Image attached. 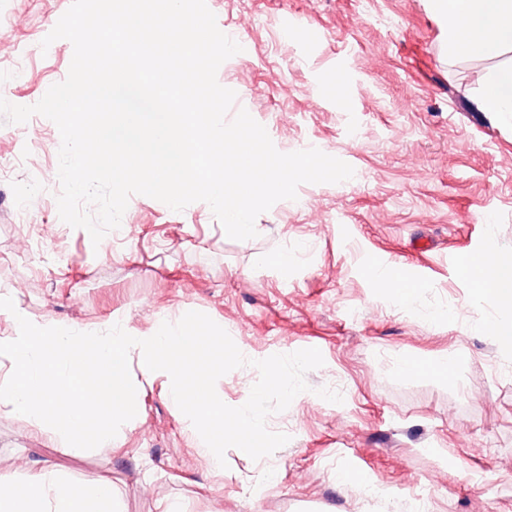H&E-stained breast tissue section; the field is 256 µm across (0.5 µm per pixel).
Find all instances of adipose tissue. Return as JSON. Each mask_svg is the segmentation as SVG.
<instances>
[{
  "label": "adipose tissue",
  "mask_w": 512,
  "mask_h": 512,
  "mask_svg": "<svg viewBox=\"0 0 512 512\" xmlns=\"http://www.w3.org/2000/svg\"><path fill=\"white\" fill-rule=\"evenodd\" d=\"M446 24L449 49L492 60L512 49V0H427ZM487 111L512 122V65L491 72L485 84ZM483 289L497 301L512 302V261L484 257L474 267ZM0 512H118L108 481L75 487L49 467L0 473Z\"/></svg>",
  "instance_id": "adipose-tissue-1"
}]
</instances>
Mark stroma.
I'll use <instances>...</instances> for the list:
<instances>
[{
  "instance_id": "35a3bbf8",
  "label": "stroma",
  "mask_w": 512,
  "mask_h": 512,
  "mask_svg": "<svg viewBox=\"0 0 512 512\" xmlns=\"http://www.w3.org/2000/svg\"><path fill=\"white\" fill-rule=\"evenodd\" d=\"M244 53L217 71L276 149L320 145L354 175L301 184L296 200L260 214L258 235L227 237L209 205L163 211L133 195L124 238L64 223L56 125L35 124L38 148L0 116V294L48 324L120 320L141 334L189 311L207 314L252 360L319 349L308 391L267 419L289 434L272 455L225 453L215 476L168 400L163 378L136 380L138 420L121 450L76 453L26 416L0 407V472L40 461L74 484L111 482L123 512H512V359L488 330L497 314L469 265L512 258V125L485 111L494 62L450 53L426 0H206ZM71 0H0L14 30L0 41V97L37 103L63 81L65 39L42 47ZM42 257L14 259L19 224ZM288 265H280V255ZM385 267L409 294L377 288ZM451 359L448 372L438 362ZM339 386L342 403L318 396ZM383 486L364 502L356 488Z\"/></svg>"
}]
</instances>
